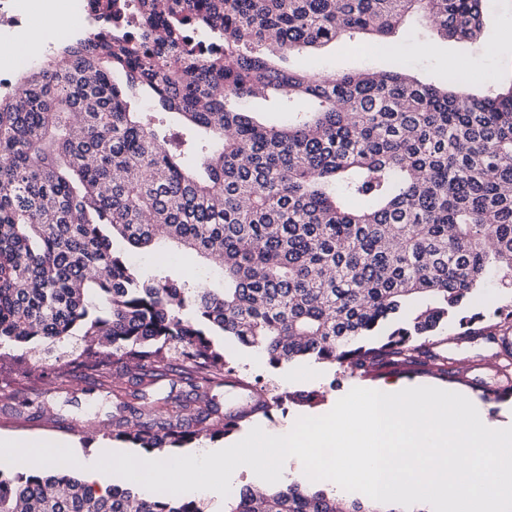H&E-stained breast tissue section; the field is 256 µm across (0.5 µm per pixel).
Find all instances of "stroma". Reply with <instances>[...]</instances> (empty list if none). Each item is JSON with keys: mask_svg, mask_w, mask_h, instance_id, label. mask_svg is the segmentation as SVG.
<instances>
[{"mask_svg": "<svg viewBox=\"0 0 512 512\" xmlns=\"http://www.w3.org/2000/svg\"><path fill=\"white\" fill-rule=\"evenodd\" d=\"M506 27H512V0H495L494 9L487 14L481 40L469 46L443 38L429 24L415 20L392 37L393 51L389 54L379 50L365 55L346 41L339 40L317 51L291 53L287 62L300 70L325 74L336 69L385 70L392 57L397 56L407 64L412 74L422 80L439 82L453 73L460 76L463 86L478 91L483 88L487 76H494L498 80L512 76V44H504L499 40L500 31ZM138 265L146 273L161 266L174 273L190 270L203 278L208 275L207 267L194 254L177 248L169 249L162 258L153 252L141 253ZM443 334L448 338L449 354L457 362L471 365L475 381L492 385L493 378L485 360L494 356V346L462 336L458 321L454 318L449 319ZM212 341L217 348L224 350L240 376L256 383L268 394L292 395L298 391L319 393L320 399L313 405L300 404L291 399L269 416L256 419L254 425L269 429L294 426L302 416L322 415L327 404L355 387L371 388L396 383L425 385L430 381L426 374L404 368H384L361 378L350 374L345 367L326 363L314 364L313 375L301 378L297 375L298 361L278 366L271 365L265 359L251 362L245 359V348L237 341L220 334L213 335ZM81 380V375H74L72 381L65 383L63 389L59 390L49 377L39 381L21 373L1 375L0 389L12 392L15 401H22L38 390L43 392L45 398L63 402L64 408L57 416L48 414L37 419H16L6 414V404L0 401V435L37 440L54 447L62 444L66 447V456L70 458L79 452L88 457L123 448V441L112 437L99 433L89 439L83 434L87 415L97 412L98 407L85 400L76 401L74 385Z\"/></svg>", "mask_w": 512, "mask_h": 512, "instance_id": "35a3bbf8", "label": "stroma"}]
</instances>
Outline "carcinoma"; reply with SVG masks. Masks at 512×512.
Wrapping results in <instances>:
<instances>
[{
  "mask_svg": "<svg viewBox=\"0 0 512 512\" xmlns=\"http://www.w3.org/2000/svg\"><path fill=\"white\" fill-rule=\"evenodd\" d=\"M107 0L98 26L30 66L0 95V370L57 352L60 382L113 397L88 425L148 453L216 439L285 400L236 375L209 339L367 371L445 366L435 337L489 276L512 291V83L484 95L453 78L300 72L286 55L388 38L413 16L480 39L485 0ZM148 91L160 112H133ZM270 100L267 125L241 108ZM177 110L184 125L163 123ZM220 255L224 287L128 249ZM124 372L129 389L105 381ZM233 377L249 401L222 409ZM0 512H204L26 467L0 470ZM224 512H382L293 483L245 487Z\"/></svg>",
  "mask_w": 512,
  "mask_h": 512,
  "instance_id": "cac0c4a2",
  "label": "carcinoma"
}]
</instances>
